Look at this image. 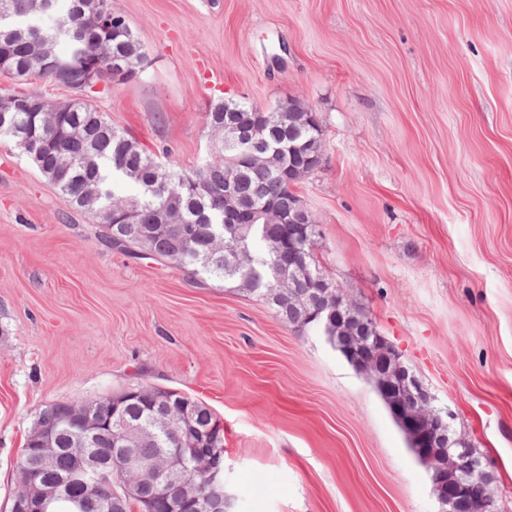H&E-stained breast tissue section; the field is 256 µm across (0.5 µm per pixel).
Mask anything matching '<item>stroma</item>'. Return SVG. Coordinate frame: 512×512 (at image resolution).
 <instances>
[{
  "mask_svg": "<svg viewBox=\"0 0 512 512\" xmlns=\"http://www.w3.org/2000/svg\"><path fill=\"white\" fill-rule=\"evenodd\" d=\"M147 64L92 103L169 169L207 114L298 99L324 133L296 192L364 307L512 512V0H114ZM148 384L224 428L230 512H437L366 376L246 292L104 245L0 142V512L48 404ZM153 388L170 394V396L173 398L174 403L187 402L190 405H193L198 422L201 421L203 424L218 425L219 429L223 430L220 427L219 422H218L217 418L215 417L214 413L206 404L199 402V401H197L181 392H178V391L163 389V388H159V387H155V386H153Z\"/></svg>",
  "mask_w": 512,
  "mask_h": 512,
  "instance_id": "35a3bbf8",
  "label": "stroma"
}]
</instances>
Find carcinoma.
Instances as JSON below:
<instances>
[{
    "mask_svg": "<svg viewBox=\"0 0 512 512\" xmlns=\"http://www.w3.org/2000/svg\"><path fill=\"white\" fill-rule=\"evenodd\" d=\"M97 0H0V47L11 55L12 70L6 76L26 80L47 78L38 54V41L44 34L54 35V44L47 47L58 66H65L80 47V39L94 38L100 32ZM108 39L110 54L124 60L131 75L137 77L146 55L126 16L114 10ZM65 42L68 51L56 52L57 43ZM213 151L209 160L193 170H166L144 149L131 134L109 122L91 103L81 101L71 110L60 112L51 119L61 129H72L75 135L62 138L57 144L41 150L36 168L47 183L65 196L77 210L100 218L103 241L120 252L137 250L153 260L172 264L191 274L218 279L245 291L266 304L283 322L288 311L272 295L274 274L280 264L276 241L288 240L293 229L287 224H238L233 232L226 229L224 215V169L237 159L231 148L239 137L229 128L235 122L242 133L252 140L269 145L273 150L293 141L308 150L307 144L322 134L316 113L294 118L288 107L276 112H261L244 104L230 107L216 104L207 114ZM33 122L21 112L9 127H0V141H9L22 151L33 145ZM252 167L241 166L236 191L255 205L275 203L288 210V202L296 197L294 176L289 169L288 156H276ZM116 180L134 185L135 195L115 196L110 183ZM190 227L191 235L184 238L165 231L168 217ZM244 253L249 261L243 265L233 262V256ZM176 403L194 406L197 421L218 424L212 410L181 392L166 390ZM70 402L49 404L39 412L37 420L48 429L58 430V447L62 448L53 469L38 472L43 482H55L67 477L78 466L68 452L74 429L70 426ZM124 417L131 423L151 427L150 407L143 401L131 403ZM183 448L190 471L188 492H202L204 478L189 461L194 448L190 441L179 444L170 437H159L141 444L135 453L142 462L151 460L166 448ZM55 512H91L84 502L79 485L67 487L64 497L56 503Z\"/></svg>",
    "mask_w": 512,
    "mask_h": 512,
    "instance_id": "1",
    "label": "carcinoma"
}]
</instances>
